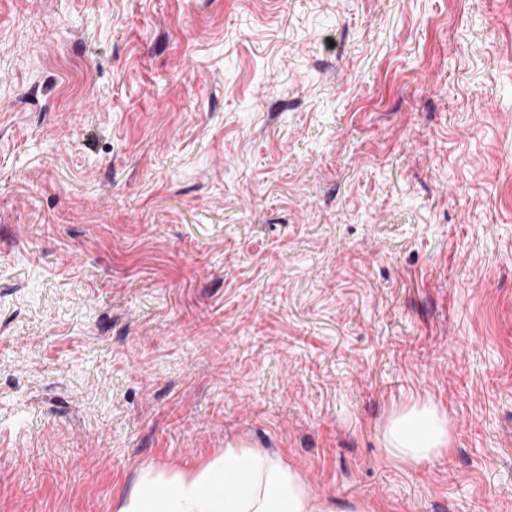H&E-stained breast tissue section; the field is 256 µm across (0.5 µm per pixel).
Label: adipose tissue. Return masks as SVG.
<instances>
[{"label": "adipose tissue", "instance_id": "1", "mask_svg": "<svg viewBox=\"0 0 512 512\" xmlns=\"http://www.w3.org/2000/svg\"><path fill=\"white\" fill-rule=\"evenodd\" d=\"M385 446L407 466L433 461L452 442L446 413L429 400H415L389 416ZM112 512H377L367 502L339 510L316 500L299 471L280 457L247 444L223 452L186 472L143 468L139 480L119 493Z\"/></svg>", "mask_w": 512, "mask_h": 512}]
</instances>
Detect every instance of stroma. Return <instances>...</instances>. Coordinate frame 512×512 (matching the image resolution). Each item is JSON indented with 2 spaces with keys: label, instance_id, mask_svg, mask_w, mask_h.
I'll use <instances>...</instances> for the list:
<instances>
[{
  "label": "stroma",
  "instance_id": "35a3bbf8",
  "mask_svg": "<svg viewBox=\"0 0 512 512\" xmlns=\"http://www.w3.org/2000/svg\"><path fill=\"white\" fill-rule=\"evenodd\" d=\"M240 440L512 512V0H0V512ZM385 447L400 464L431 462L452 442L446 413L430 400H414L394 410L384 429Z\"/></svg>",
  "mask_w": 512,
  "mask_h": 512
}]
</instances>
